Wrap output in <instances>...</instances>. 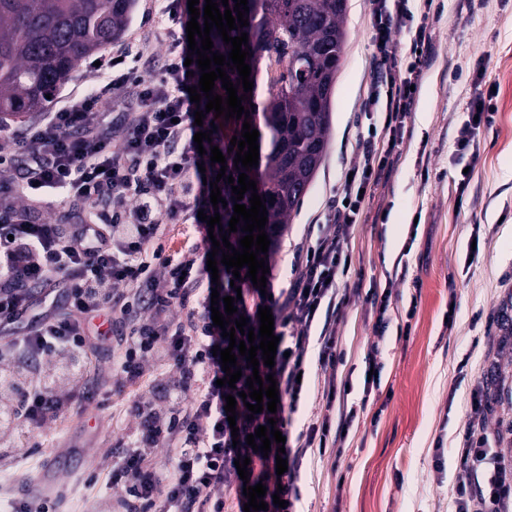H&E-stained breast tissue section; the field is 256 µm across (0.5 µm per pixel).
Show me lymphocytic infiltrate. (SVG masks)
<instances>
[{
    "instance_id": "1",
    "label": "lymphocytic infiltrate",
    "mask_w": 512,
    "mask_h": 512,
    "mask_svg": "<svg viewBox=\"0 0 512 512\" xmlns=\"http://www.w3.org/2000/svg\"><path fill=\"white\" fill-rule=\"evenodd\" d=\"M373 77L364 117L369 126L363 161L345 180L332 209L330 231L299 253L295 278L278 296L242 289L234 306L250 327L256 307H269L279 330L273 366L251 370L238 357L242 377L224 378L214 348L229 341L211 319L214 288L207 269L212 250L206 221L214 216L210 184L218 165L199 154L189 88L187 42H173L157 58L144 49L100 56L95 84L68 97L56 111L12 132L0 165H10L14 189L0 204V472H20L32 457L18 430H56L77 406L98 399L88 375L98 351L110 357L106 384L127 392L123 432L114 447L86 457L83 470H66L59 485L73 512H224V494L244 484H264L268 512H298L300 462L311 449L326 451L346 437L359 411L339 401L335 418L308 422L286 444L288 469L275 481V455L253 451L248 434L275 421L287 432L298 414L309 355L322 367L343 360L333 327L346 297L340 284L354 266L351 229L371 189L395 161L410 116L413 93L430 50L427 25L416 26L409 47L393 39L413 19L412 0H372ZM160 74L145 78L151 67ZM122 115L114 134L110 112ZM204 169L205 176L191 179ZM69 209L59 210L56 197ZM37 200L45 213L31 214ZM192 225L193 240L177 253L161 244L168 222ZM105 318L101 330L97 318ZM274 376L275 415L224 409L231 391H244L252 373ZM456 448L457 462L472 475L454 491L453 512H512V462L489 455L485 408L472 405ZM248 460L249 476L235 463ZM107 478L96 489L97 475ZM285 508H278V500Z\"/></svg>"
}]
</instances>
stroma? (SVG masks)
Returning a JSON list of instances; mask_svg holds the SVG:
<instances>
[{"instance_id": "stroma-1", "label": "stroma", "mask_w": 512, "mask_h": 512, "mask_svg": "<svg viewBox=\"0 0 512 512\" xmlns=\"http://www.w3.org/2000/svg\"><path fill=\"white\" fill-rule=\"evenodd\" d=\"M156 0H136L121 44L164 53L180 29L154 28ZM371 0H347L346 40L330 106L331 136L310 189L280 238L266 285L290 287L299 249L330 222V205L361 158L363 103L370 81ZM434 55L424 71L402 156L375 186L350 246L361 272L336 316V334L351 372L349 402L362 396L368 354L383 363L382 383L343 448L308 454L302 465L300 512H451V488L467 475L455 446L473 398L488 402L487 433H502L494 452L512 457V346L491 340L512 316V0H434L425 18ZM494 87L492 126L480 128V156L465 201L454 187L455 136L467 119L474 84ZM429 166V179L420 169ZM389 289L398 309L415 307L409 336H378L366 295ZM453 327H446V319ZM123 400L104 410L77 409L37 440L31 473L80 468L85 454L120 435Z\"/></svg>"}]
</instances>
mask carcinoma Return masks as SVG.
Segmentation results:
<instances>
[{
  "label": "carcinoma",
  "instance_id": "cac0c4a2",
  "mask_svg": "<svg viewBox=\"0 0 512 512\" xmlns=\"http://www.w3.org/2000/svg\"><path fill=\"white\" fill-rule=\"evenodd\" d=\"M135 0H0V124L47 109L72 71L123 36ZM245 32L255 57L280 71L268 77L264 109L270 150L257 193L268 212L265 232L274 251L290 217L300 206L325 153L330 129V99L342 48L344 0H248ZM234 131L224 132L225 175L246 172L235 167L244 119L232 118ZM234 203L224 207V234L236 249L242 231H229Z\"/></svg>",
  "mask_w": 512,
  "mask_h": 512
}]
</instances>
